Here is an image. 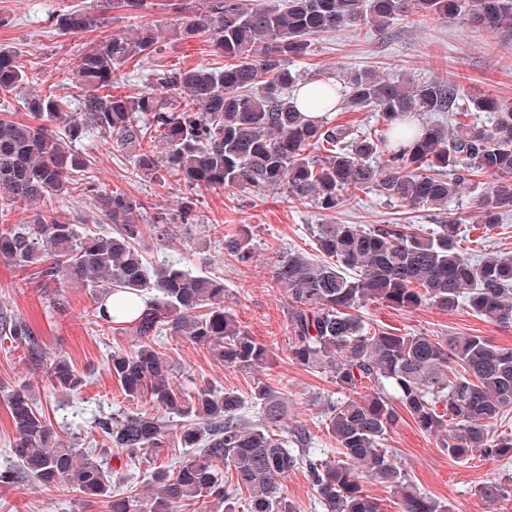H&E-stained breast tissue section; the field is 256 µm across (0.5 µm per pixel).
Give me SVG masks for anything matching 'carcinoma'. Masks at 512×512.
Returning <instances> with one entry per match:
<instances>
[{"label":"carcinoma","mask_w":512,"mask_h":512,"mask_svg":"<svg viewBox=\"0 0 512 512\" xmlns=\"http://www.w3.org/2000/svg\"><path fill=\"white\" fill-rule=\"evenodd\" d=\"M415 16L512 35V0H200L183 9L173 33L181 40L209 36L224 59L222 69L163 75L170 98L112 94L114 71L157 49L152 27L141 25L130 36H104L84 50L65 79L67 94L50 89L24 99L31 120L0 118V215L67 192L93 199L114 225L106 235L88 226L81 232L35 207L22 224H0V258L31 271L41 286H56L51 303L58 312L66 309L59 286L91 290L96 323L137 338L133 349L112 351L107 368L125 396L141 404L134 412L95 418L99 447L79 453L26 386L6 391L15 461L0 469L1 485L32 480L68 489L105 500L108 512H179L194 502L210 512H238L244 493L248 512H296L281 485L302 467L323 512H379L362 491L364 480L400 493L401 512H453L417 489L382 446L398 406L421 431L440 436V448L452 459L512 458V434L496 433L512 410V347L472 334H391L360 315L370 302L405 310L464 307L512 328V255L474 260L459 250L462 218L448 215L432 231L417 224H318L317 250L329 261L290 250L275 263V282L286 295L291 359L329 374L344 393L324 411L336 442L332 462L304 449L303 428L288 429L285 393L275 386L259 381L248 398L207 385L193 392L174 386L172 365L158 345L167 332L241 371L264 367L269 349L224 306V280L172 264L149 271L139 251L144 227L135 221L146 210L144 201L101 190L86 175L89 160L74 151L92 125L111 138L114 150L137 148L134 166L146 177L164 171L193 189L281 190L324 213L342 208L349 188L446 210L462 186L486 175L491 183L474 204L482 223L500 224L512 214V102L462 94L448 78L415 84L359 72L341 97L351 112H378L383 129L370 132L307 119L288 98L301 78L290 64L309 55L318 36L341 26L380 33ZM103 21L99 13L73 11L59 15L55 27L63 34L94 32ZM26 79L17 51L1 45L0 98ZM335 95L336 86L321 82L311 91L315 109L332 111ZM428 112L448 120L409 124ZM476 112L491 113L490 124L469 120ZM151 129L165 145L161 157L142 147ZM197 221L188 196L177 213L152 214L150 229L155 239L167 240L177 225ZM225 248L240 263L251 260L249 227L241 226ZM115 292L141 299L144 308L116 321L104 307ZM0 337L24 348L53 390L82 388L72 363L46 351L24 319L1 311ZM174 444L186 452L171 463L167 449ZM113 448L129 469L154 464L150 495H132L123 477L112 476ZM478 493L495 506L512 503V483L490 481Z\"/></svg>","instance_id":"carcinoma-1"}]
</instances>
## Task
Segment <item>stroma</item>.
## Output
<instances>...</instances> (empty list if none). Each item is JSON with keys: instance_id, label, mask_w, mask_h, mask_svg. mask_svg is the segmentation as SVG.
Listing matches in <instances>:
<instances>
[{"instance_id": "stroma-1", "label": "stroma", "mask_w": 512, "mask_h": 512, "mask_svg": "<svg viewBox=\"0 0 512 512\" xmlns=\"http://www.w3.org/2000/svg\"><path fill=\"white\" fill-rule=\"evenodd\" d=\"M179 0H144L135 12H107L106 34H123L131 25H152L158 36L154 57L128 62L114 73L112 91L135 96L145 91L165 95L158 74L219 61L207 37L174 40L170 29L178 17ZM96 0H0V44L20 53L31 91L64 90V78L79 54L96 39L95 33L59 35L53 19L71 11H89ZM303 79L343 84L352 72L367 70L383 78L413 82L436 76H454L468 94H489L512 102V39L487 30H476L423 17L417 22H394L384 32L341 27L317 37L306 58L294 63ZM77 151L89 159L88 173L100 188L119 189L147 203L148 212H176L187 196L196 200L198 223L161 242L144 236L141 252L151 266L173 263L192 274L223 279L225 305L240 326L269 349V360L259 371L247 373L224 366L206 348L169 336L162 345L175 365V384L186 389L208 383L219 389L250 393L260 381L283 389L289 398L288 427L308 432L309 445L335 457L336 443L323 429L322 415L338 389L327 374L314 373L295 364L289 354L285 292L273 278L278 255L293 250L315 255L314 231L320 224H359L369 227L400 221L435 228L443 213L431 207L409 210L373 190H350V199L331 214L288 201L284 194H256L235 188L191 190L172 177L146 179L138 175L130 154L113 150L109 139L88 130L77 142ZM477 185L465 186L450 204L466 222L459 243L474 255H512V216L498 227L482 224L471 200ZM248 225L254 257L239 263L227 256L224 241L240 225ZM68 312L52 309L48 294L6 260L0 259V310L26 320L51 353H63L86 377L75 393L53 391L43 369L30 363L25 351L0 342V387L24 383L36 396L56 429L86 440L92 421L103 414L135 410L107 369L113 349H131L135 340L126 334L100 330L89 313L93 300L87 289L66 285ZM373 326L394 334L426 333L434 336L477 334L494 343L512 346V328L494 326L460 308L443 312L433 307L401 310L381 302L362 310ZM416 488L448 502L453 512H491L477 491L489 481H512V459L475 457L456 461L443 453L439 438L421 432L409 415H402L384 441ZM0 512H107L104 502H85L65 490H47L25 482L0 486Z\"/></svg>"}]
</instances>
